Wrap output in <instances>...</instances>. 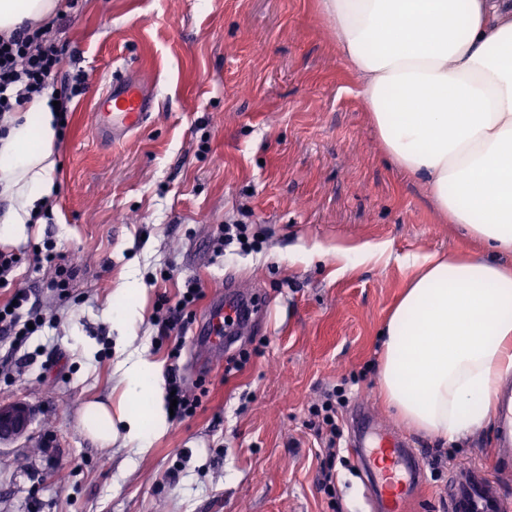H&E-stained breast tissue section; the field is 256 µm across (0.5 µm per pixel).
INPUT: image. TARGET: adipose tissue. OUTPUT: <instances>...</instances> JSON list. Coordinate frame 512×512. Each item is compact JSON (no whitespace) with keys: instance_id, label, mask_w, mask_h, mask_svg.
Listing matches in <instances>:
<instances>
[{"instance_id":"ef3b65f1","label":"adipose tissue","mask_w":512,"mask_h":512,"mask_svg":"<svg viewBox=\"0 0 512 512\" xmlns=\"http://www.w3.org/2000/svg\"><path fill=\"white\" fill-rule=\"evenodd\" d=\"M336 47L396 167L421 176L449 223L483 255L427 253L384 329L380 391L414 428L455 441L484 428L512 378V5L507 0H320ZM57 0H0V33L53 16ZM60 112L49 95L7 115L0 137V245L27 242L56 190ZM143 290L126 281L108 300L120 330L140 316ZM126 400H91L83 431L150 447L167 426L160 375L141 359L119 364Z\"/></svg>"}]
</instances>
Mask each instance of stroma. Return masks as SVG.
Segmentation results:
<instances>
[{"mask_svg":"<svg viewBox=\"0 0 512 512\" xmlns=\"http://www.w3.org/2000/svg\"><path fill=\"white\" fill-rule=\"evenodd\" d=\"M51 21L66 46L60 80L83 70L89 90L69 102L56 143L52 211L0 288V303L27 289L47 319L22 347L0 340V404L33 412L26 436L0 445V512H376L357 465L337 467L335 496L321 485L306 422L340 386L343 423L360 406L402 434L439 471L426 512H448L453 469L491 464L495 427L446 443L400 421L378 389L380 331L411 274L405 257L479 245L388 161L318 0H58ZM120 57L153 105L115 145L96 135L92 109ZM227 224L248 225L261 251L225 254ZM44 244L75 268L68 303L34 261ZM363 244L387 250L360 261ZM231 275L264 312L235 344L249 361L228 375L221 362L196 368L195 331ZM131 276L144 294L124 339L108 297ZM189 278L203 292L191 324L158 340L164 304ZM130 355L176 369L201 403L147 450L121 439L104 449L80 409L123 401L117 364Z\"/></svg>","mask_w":512,"mask_h":512,"instance_id":"35a3bbf8","label":"stroma"}]
</instances>
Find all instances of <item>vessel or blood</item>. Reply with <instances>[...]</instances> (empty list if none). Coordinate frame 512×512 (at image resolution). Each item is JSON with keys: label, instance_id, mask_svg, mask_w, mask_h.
Returning <instances> with one entry per match:
<instances>
[{"label": "vessel or blood", "instance_id": "obj_1", "mask_svg": "<svg viewBox=\"0 0 512 512\" xmlns=\"http://www.w3.org/2000/svg\"><path fill=\"white\" fill-rule=\"evenodd\" d=\"M151 100L145 87L127 79L113 80L94 112L95 129L99 135L120 142L127 133L142 127L148 117ZM251 305L241 299L213 301L197 332L198 343L206 357L224 352V321L234 318L247 323ZM496 441L498 453L491 466L471 464L454 469L448 484V512H512V500L502 492L496 471L512 468V391L499 397ZM363 444L354 453L362 467L376 461L385 466L376 473L374 492L379 512H417L421 506L425 465L414 449L404 447L394 434H383L374 418L365 419L359 427Z\"/></svg>", "mask_w": 512, "mask_h": 512}]
</instances>
